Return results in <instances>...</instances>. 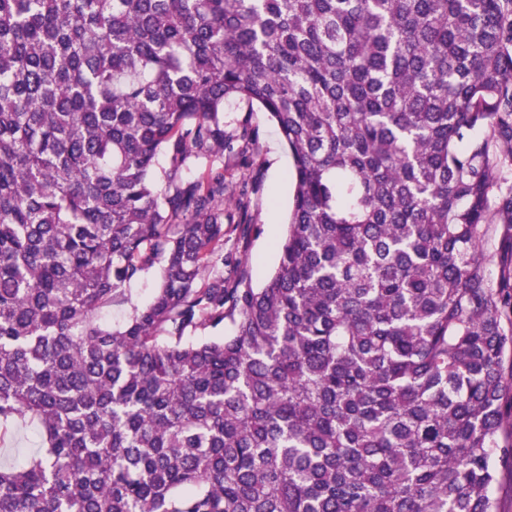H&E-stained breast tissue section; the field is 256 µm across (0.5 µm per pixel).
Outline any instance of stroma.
<instances>
[{
	"label": "stroma",
	"instance_id": "stroma-1",
	"mask_svg": "<svg viewBox=\"0 0 512 512\" xmlns=\"http://www.w3.org/2000/svg\"><path fill=\"white\" fill-rule=\"evenodd\" d=\"M224 140V151L192 159L182 176L194 180L209 168L220 167L231 192L237 190L239 180H247L246 204L253 230L245 239L235 231H228L224 253L245 263L248 277L257 288L278 265L277 243L285 230L293 193L289 178L292 160L266 114L247 111L240 103L229 102L224 106ZM160 280L159 268L149 269L131 285L127 302L101 310L97 322L110 327L120 325L133 306L145 305L153 298ZM39 447L38 428L31 424L18 425L0 440V463L7 466L21 463Z\"/></svg>",
	"mask_w": 512,
	"mask_h": 512
}]
</instances>
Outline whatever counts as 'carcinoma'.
<instances>
[{
	"label": "carcinoma",
	"mask_w": 512,
	"mask_h": 512,
	"mask_svg": "<svg viewBox=\"0 0 512 512\" xmlns=\"http://www.w3.org/2000/svg\"><path fill=\"white\" fill-rule=\"evenodd\" d=\"M228 100L293 160L259 288L204 278L247 187L181 177ZM26 420L0 512H499L512 0H0V429ZM160 280L158 266L149 269L130 286L127 292L128 301L101 310L96 316L97 322L110 327L120 325L131 312L133 305H145L153 298L159 288ZM40 448L39 429L31 424L11 427L0 441V461L4 465H16Z\"/></svg>",
	"instance_id": "obj_1"
}]
</instances>
